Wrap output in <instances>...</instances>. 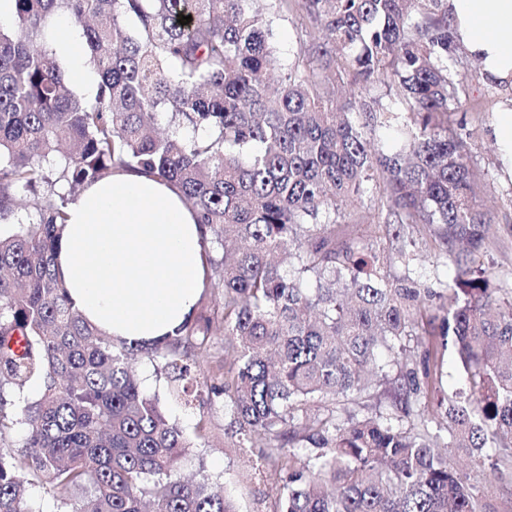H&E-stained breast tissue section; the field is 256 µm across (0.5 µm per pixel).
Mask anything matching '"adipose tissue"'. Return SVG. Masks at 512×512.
Listing matches in <instances>:
<instances>
[{
    "instance_id": "obj_1",
    "label": "adipose tissue",
    "mask_w": 512,
    "mask_h": 512,
    "mask_svg": "<svg viewBox=\"0 0 512 512\" xmlns=\"http://www.w3.org/2000/svg\"><path fill=\"white\" fill-rule=\"evenodd\" d=\"M449 32L483 78L512 88V0H445ZM207 233L181 194L120 172L68 208L57 267L72 306L117 341L151 342L190 320L204 285Z\"/></svg>"
}]
</instances>
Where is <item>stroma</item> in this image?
Wrapping results in <instances>:
<instances>
[{"label": "stroma", "instance_id": "35a3bbf8", "mask_svg": "<svg viewBox=\"0 0 512 512\" xmlns=\"http://www.w3.org/2000/svg\"><path fill=\"white\" fill-rule=\"evenodd\" d=\"M453 75L466 78V102L451 106L450 127L461 130L467 141L472 163L481 188L479 202L494 219V234L487 244V259L496 280H512V178L501 171L498 153L491 136V125L506 91L497 84L483 80L475 62L466 52H458L450 65ZM368 243L377 249H393L402 240L413 239L420 248L411 265L393 263L394 274H410L433 284L445 279L447 268L439 257L428 226L412 225L397 229L393 224H372L365 232ZM196 315L210 319L214 346L209 353L195 357L192 373L208 388L193 401L183 402L168 397L164 380L157 378L155 363L148 356H139L135 371L142 388L158 395L160 404L170 418L185 432L191 443L181 463L186 477L207 476L217 487L224 488L237 512H271L278 497L277 490L265 477L266 465L259 448L236 447V439L224 411L223 395L215 387L224 382V291L204 289L197 304Z\"/></svg>", "mask_w": 512, "mask_h": 512}]
</instances>
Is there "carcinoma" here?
<instances>
[{"label": "carcinoma", "mask_w": 512, "mask_h": 512, "mask_svg": "<svg viewBox=\"0 0 512 512\" xmlns=\"http://www.w3.org/2000/svg\"><path fill=\"white\" fill-rule=\"evenodd\" d=\"M0 26V512H236L131 361L164 363L189 395L210 321L151 347L117 344L68 300L56 250L77 188L118 170L174 188L210 233L209 286L236 340L224 393L238 447L264 441L276 512H490L450 453L512 472V284L484 263L492 220L465 141L448 127L465 78L443 0H271L308 20L282 63L254 0H12ZM81 27L98 81L66 84L54 20ZM191 22H177L181 16ZM347 85L367 99L338 102ZM169 129L152 134L158 113ZM396 125L403 147L364 128ZM35 197L22 222L16 195ZM426 224L446 267L433 291L336 224ZM454 353L463 388L435 397L431 348ZM392 383L384 407L361 401ZM41 393L31 400L28 388Z\"/></svg>", "instance_id": "cac0c4a2"}]
</instances>
